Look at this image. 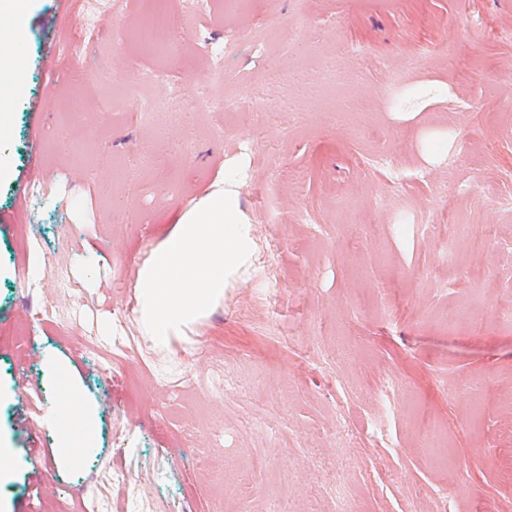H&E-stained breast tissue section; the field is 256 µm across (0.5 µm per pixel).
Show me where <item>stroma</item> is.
<instances>
[{
    "mask_svg": "<svg viewBox=\"0 0 512 512\" xmlns=\"http://www.w3.org/2000/svg\"><path fill=\"white\" fill-rule=\"evenodd\" d=\"M31 15L0 47V512H512V0ZM158 15L177 53L133 38ZM221 178L256 260L155 345L136 272ZM74 413L81 424L79 441L75 443L71 436L64 430V437H61L59 446L56 448V452L59 455H68L71 451L75 450V448L89 447L94 440L95 433L90 416L78 409H75Z\"/></svg>",
    "mask_w": 512,
    "mask_h": 512,
    "instance_id": "stroma-1",
    "label": "stroma"
}]
</instances>
